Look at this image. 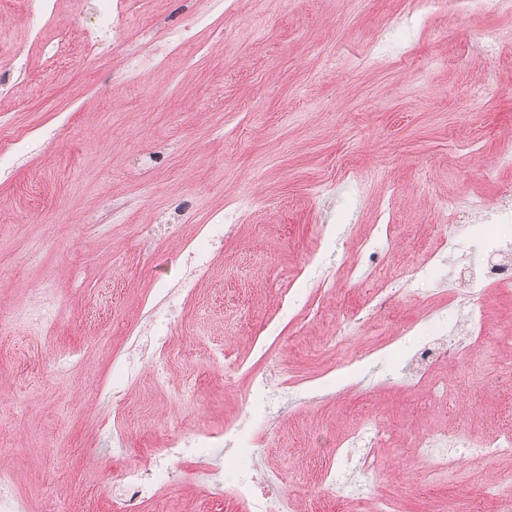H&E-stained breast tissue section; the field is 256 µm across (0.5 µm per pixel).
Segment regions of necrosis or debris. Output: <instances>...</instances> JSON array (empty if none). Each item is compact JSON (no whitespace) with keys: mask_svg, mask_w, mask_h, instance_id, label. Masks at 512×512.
Masks as SVG:
<instances>
[{"mask_svg":"<svg viewBox=\"0 0 512 512\" xmlns=\"http://www.w3.org/2000/svg\"><path fill=\"white\" fill-rule=\"evenodd\" d=\"M98 8L97 22L85 41L90 51L96 50L108 33L121 31L124 23L129 22L134 14V0H99ZM245 206L241 199L226 202L223 215L214 217L199 239L191 243L188 257L195 270L208 268L213 246L224 237L225 221L241 215ZM481 246L488 259L472 277L469 295H482L492 290L505 295L512 293V243L485 239ZM484 326L482 309L470 307L454 340L440 337L435 343L424 344L415 350L412 361L422 365L423 370L413 375V382L421 383L425 369L439 360L459 359L476 351L482 344ZM385 438L384 430L372 424L361 426L350 438L351 446L365 450L359 471L366 485L376 487L385 479V462L375 453ZM221 445L228 446L236 454L233 493L246 512H286V503L281 496L260 489L256 483L253 467L258 449L252 434L233 423L225 424L220 432L199 431L170 440L147 460H124L121 484L111 499L113 512H140L141 505L157 498L173 483L176 469L182 462L203 458L205 449ZM415 446L422 457L434 464L437 472L451 475L457 471L458 454L463 449L493 461L512 458V429L491 437L468 428L445 429L422 434Z\"/></svg>","mask_w":512,"mask_h":512,"instance_id":"4bbe7bcc","label":"necrosis or debris"}]
</instances>
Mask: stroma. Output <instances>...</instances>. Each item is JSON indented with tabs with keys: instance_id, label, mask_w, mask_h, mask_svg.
I'll use <instances>...</instances> for the list:
<instances>
[{
	"instance_id": "1",
	"label": "stroma",
	"mask_w": 512,
	"mask_h": 512,
	"mask_svg": "<svg viewBox=\"0 0 512 512\" xmlns=\"http://www.w3.org/2000/svg\"><path fill=\"white\" fill-rule=\"evenodd\" d=\"M413 0H148L128 29L84 51L96 0H56L37 21L31 0H0V53L17 57L0 81V137L27 148L0 165V471L25 512H103L99 489L120 471L104 432L128 434L127 455L244 422L260 372L291 386L281 414L253 424L257 468L302 512H348L341 492L308 500L345 432L365 421L389 430L378 453L401 512H492L483 486L503 464L462 454L454 481L424 478L413 442L434 425L493 432L512 425V298L490 295L482 349L437 366L447 402L406 375L415 349L459 319L436 281L416 280L387 312L369 291L423 262L455 235L471 265L483 256L450 232L438 204L495 206L512 187V46L493 66L472 48L512 32V11H464L403 24ZM210 15L161 68L123 81L127 50L190 16ZM393 51L378 55L379 36ZM66 45L64 59L47 56ZM254 208L212 250L194 295L163 305L160 289L188 271V242L226 201ZM391 206L390 257L358 285L336 271L368 225ZM354 333L341 325L354 315ZM152 329L170 381L150 367L113 399L127 341ZM241 363L233 382L210 351ZM270 360H263V348ZM72 354L61 366L56 354ZM183 463L185 477L142 512H244L230 487Z\"/></svg>"
}]
</instances>
